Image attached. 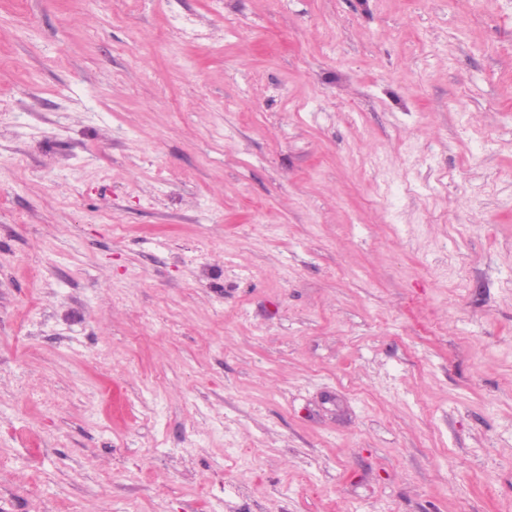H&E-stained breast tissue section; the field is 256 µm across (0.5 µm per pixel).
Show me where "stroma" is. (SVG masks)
<instances>
[{"instance_id": "stroma-1", "label": "stroma", "mask_w": 512, "mask_h": 512, "mask_svg": "<svg viewBox=\"0 0 512 512\" xmlns=\"http://www.w3.org/2000/svg\"><path fill=\"white\" fill-rule=\"evenodd\" d=\"M0 512H512V0H0Z\"/></svg>"}]
</instances>
